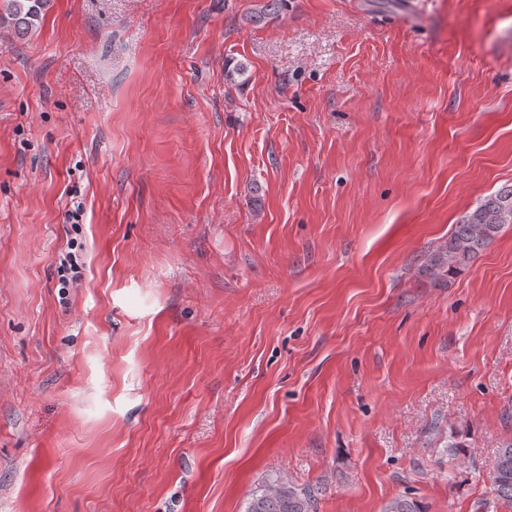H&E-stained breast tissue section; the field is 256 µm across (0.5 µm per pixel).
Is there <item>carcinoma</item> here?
I'll return each mask as SVG.
<instances>
[{
  "mask_svg": "<svg viewBox=\"0 0 512 512\" xmlns=\"http://www.w3.org/2000/svg\"><path fill=\"white\" fill-rule=\"evenodd\" d=\"M51 0H4L0 7V28L24 36L39 25ZM512 224V186L484 199L475 210L456 224L448 241L430 257L426 270L436 282L464 270L483 251L501 228ZM497 497L512 505V439L498 449L491 477ZM319 490L288 484L279 477L267 479L247 502L245 512H314ZM383 512H421L416 501L404 497L392 499Z\"/></svg>",
  "mask_w": 512,
  "mask_h": 512,
  "instance_id": "carcinoma-1",
  "label": "carcinoma"
}]
</instances>
